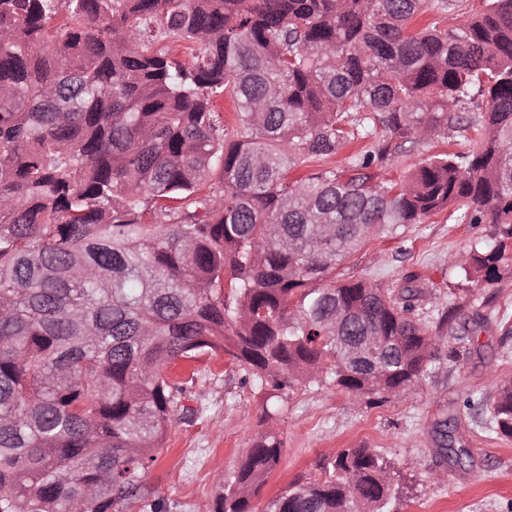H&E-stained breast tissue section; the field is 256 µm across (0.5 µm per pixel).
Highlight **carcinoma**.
Segmentation results:
<instances>
[{
	"label": "carcinoma",
	"mask_w": 512,
	"mask_h": 512,
	"mask_svg": "<svg viewBox=\"0 0 512 512\" xmlns=\"http://www.w3.org/2000/svg\"><path fill=\"white\" fill-rule=\"evenodd\" d=\"M465 2L0 0V512L148 501L154 449L195 414V378L165 374L180 358L222 353L275 391L321 380L369 404L425 376L437 335L418 277L395 291L336 266L452 208L494 239L452 257L465 280L512 270V0L442 28ZM379 127L347 166L288 178ZM440 134L468 149L377 181ZM458 315L438 325L458 341L489 321ZM364 336L381 345L353 364L344 345ZM492 424L512 437V382ZM436 432L463 464L448 421ZM281 448L256 440L215 512H253ZM320 468L265 512H348L356 493L391 512L367 446Z\"/></svg>",
	"instance_id": "obj_1"
}]
</instances>
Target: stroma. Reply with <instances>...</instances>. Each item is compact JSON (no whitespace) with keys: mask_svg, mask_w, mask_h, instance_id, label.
I'll list each match as a JSON object with an SVG mask.
<instances>
[{"mask_svg":"<svg viewBox=\"0 0 512 512\" xmlns=\"http://www.w3.org/2000/svg\"><path fill=\"white\" fill-rule=\"evenodd\" d=\"M490 244L486 225L430 216L363 247L337 274L400 288L413 272L425 278L417 313L437 327L449 307L460 320L488 314V329L473 345L441 337L426 376L378 405L348 398L325 382L303 381L287 396H272L227 356L188 359L195 379L184 400L196 417L174 419L147 486L166 512H213L220 486L235 474L254 441L275 434L280 463L251 500L257 512L297 478L316 476L320 462L344 448L368 445L391 465L404 489L394 512H512V439L496 435L488 405L498 382L512 380V274L475 287L450 263L474 243ZM447 421L469 457L444 460L436 424Z\"/></svg>","mask_w":512,"mask_h":512,"instance_id":"stroma-1","label":"stroma"}]
</instances>
